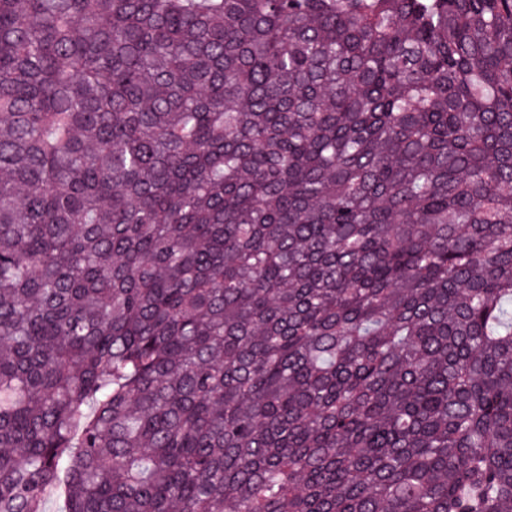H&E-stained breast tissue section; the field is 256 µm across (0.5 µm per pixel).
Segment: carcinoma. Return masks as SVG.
I'll return each mask as SVG.
<instances>
[{"label":"carcinoma","instance_id":"carcinoma-1","mask_svg":"<svg viewBox=\"0 0 512 512\" xmlns=\"http://www.w3.org/2000/svg\"><path fill=\"white\" fill-rule=\"evenodd\" d=\"M512 512V0H0V512Z\"/></svg>","mask_w":512,"mask_h":512}]
</instances>
